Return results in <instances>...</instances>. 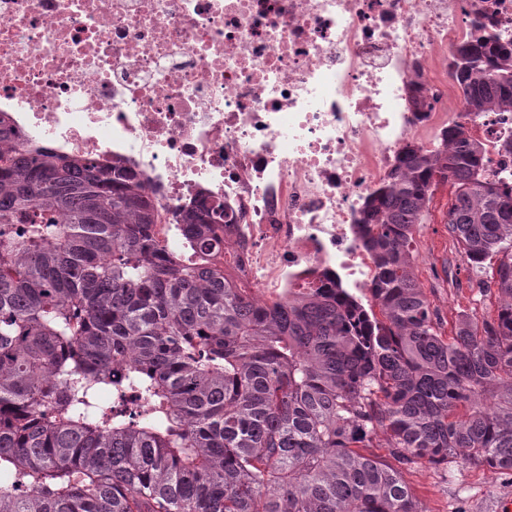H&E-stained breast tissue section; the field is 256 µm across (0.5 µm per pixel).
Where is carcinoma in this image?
Returning <instances> with one entry per match:
<instances>
[{"mask_svg": "<svg viewBox=\"0 0 512 512\" xmlns=\"http://www.w3.org/2000/svg\"><path fill=\"white\" fill-rule=\"evenodd\" d=\"M454 67L472 118L512 109V40L483 28ZM448 179L500 307L445 336L413 250ZM180 222L169 253L134 174L0 126V512H422L418 462L512 472V171L464 125L368 197V307L338 284L261 303L213 263L224 207Z\"/></svg>", "mask_w": 512, "mask_h": 512, "instance_id": "obj_1", "label": "carcinoma"}]
</instances>
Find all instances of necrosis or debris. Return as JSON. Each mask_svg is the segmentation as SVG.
<instances>
[{"instance_id": "4bbe7bcc", "label": "necrosis or debris", "mask_w": 512, "mask_h": 512, "mask_svg": "<svg viewBox=\"0 0 512 512\" xmlns=\"http://www.w3.org/2000/svg\"><path fill=\"white\" fill-rule=\"evenodd\" d=\"M481 24L512 39V0H0V117L163 212L223 204L219 260L259 301L364 292L366 199L468 122L452 63ZM511 126L471 131L490 169L512 168Z\"/></svg>"}]
</instances>
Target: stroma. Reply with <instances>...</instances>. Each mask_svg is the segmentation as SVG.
<instances>
[{
    "label": "stroma",
    "mask_w": 512,
    "mask_h": 512,
    "mask_svg": "<svg viewBox=\"0 0 512 512\" xmlns=\"http://www.w3.org/2000/svg\"><path fill=\"white\" fill-rule=\"evenodd\" d=\"M454 199L451 182L434 186L424 220L415 231L413 263L447 333L460 314L491 319L498 308L491 268L469 267L448 234L447 214ZM404 478L425 512H500L503 503L512 501V478L486 467L421 462L405 470Z\"/></svg>",
    "instance_id": "35a3bbf8"
}]
</instances>
